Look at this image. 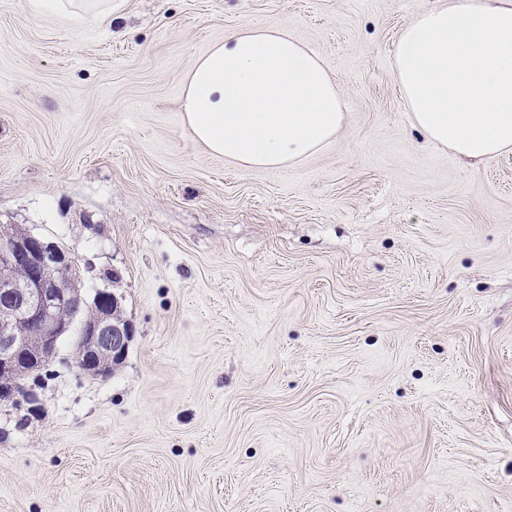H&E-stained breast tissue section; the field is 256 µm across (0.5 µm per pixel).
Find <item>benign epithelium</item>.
<instances>
[{"label":"benign epithelium","mask_w":512,"mask_h":512,"mask_svg":"<svg viewBox=\"0 0 512 512\" xmlns=\"http://www.w3.org/2000/svg\"><path fill=\"white\" fill-rule=\"evenodd\" d=\"M21 267L26 273L19 280ZM86 272L78 257L57 243L15 224L0 225V296L8 299L0 306V398L17 401L20 380L52 362L77 321L74 363L80 372L107 378L125 358L132 326L114 293L82 292Z\"/></svg>","instance_id":"7a95c632"}]
</instances>
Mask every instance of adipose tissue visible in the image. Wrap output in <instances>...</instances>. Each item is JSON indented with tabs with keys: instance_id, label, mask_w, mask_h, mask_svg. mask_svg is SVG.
I'll return each instance as SVG.
<instances>
[{
	"instance_id": "adipose-tissue-1",
	"label": "adipose tissue",
	"mask_w": 512,
	"mask_h": 512,
	"mask_svg": "<svg viewBox=\"0 0 512 512\" xmlns=\"http://www.w3.org/2000/svg\"><path fill=\"white\" fill-rule=\"evenodd\" d=\"M74 28L102 26L112 0H27ZM392 67L413 123L461 158L512 149V0H441L399 33ZM180 110L192 140L249 167H283L342 127L321 58L284 28L243 27L196 58Z\"/></svg>"
}]
</instances>
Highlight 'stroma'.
Instances as JSON below:
<instances>
[{"mask_svg": "<svg viewBox=\"0 0 512 512\" xmlns=\"http://www.w3.org/2000/svg\"><path fill=\"white\" fill-rule=\"evenodd\" d=\"M438 0H112L77 31L0 0V224L70 250L134 335L74 336L0 400V512H512V150L411 119L400 30ZM288 28L345 121L285 168L179 108L229 31Z\"/></svg>", "mask_w": 512, "mask_h": 512, "instance_id": "35a3bbf8", "label": "stroma"}]
</instances>
